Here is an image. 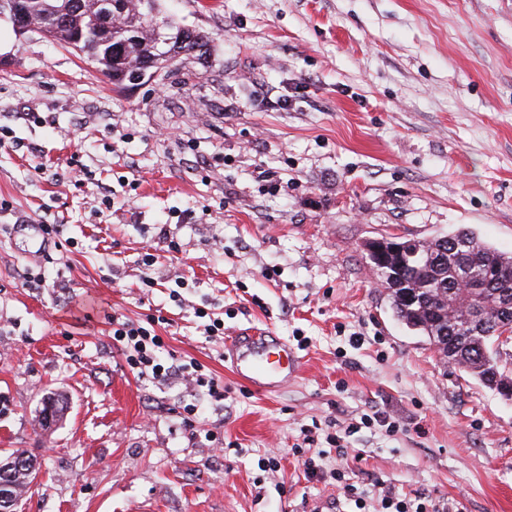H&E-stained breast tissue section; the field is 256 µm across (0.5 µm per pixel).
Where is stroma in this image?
Masks as SVG:
<instances>
[{
	"mask_svg": "<svg viewBox=\"0 0 512 512\" xmlns=\"http://www.w3.org/2000/svg\"><path fill=\"white\" fill-rule=\"evenodd\" d=\"M160 3L210 33V54L123 93L84 54L0 21V454L27 450L40 471L16 512H336L335 481L308 478L294 446L377 411L395 431L309 450L371 491L367 512L386 489L512 512V399L400 324L362 257L373 238L462 226L512 253V0ZM45 208L64 241L44 244L45 275L64 285L31 290L25 219ZM199 306L223 314V338L204 336ZM112 310L161 311L169 351L232 397L139 379ZM248 329L302 357L281 390L239 394L223 339ZM54 393L68 410L44 429ZM211 430L236 451L214 453Z\"/></svg>",
	"mask_w": 512,
	"mask_h": 512,
	"instance_id": "stroma-1",
	"label": "stroma"
}]
</instances>
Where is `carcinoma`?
<instances>
[{
    "label": "carcinoma",
    "instance_id": "1",
    "mask_svg": "<svg viewBox=\"0 0 512 512\" xmlns=\"http://www.w3.org/2000/svg\"><path fill=\"white\" fill-rule=\"evenodd\" d=\"M40 33L64 45L81 37L80 51L100 68L121 91L131 86L130 67L149 64L155 70L169 68L177 60L202 59L210 36L167 18L163 42H158L153 19L160 0L145 10H127L120 24L84 0V9H65L68 0H20ZM364 251L371 269L396 273L405 286L387 289L394 315L407 328L427 337L441 359L497 391L512 389L506 368L512 360L502 334L512 331V316L503 320L502 301L512 302V255L480 241L473 231L459 228L431 240L418 242L414 254L393 252L389 239L370 242ZM67 402L61 396L48 399L40 413L44 424L64 417ZM15 499L32 484L26 468L10 471Z\"/></svg>",
    "mask_w": 512,
    "mask_h": 512
}]
</instances>
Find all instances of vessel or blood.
I'll return each instance as SVG.
<instances>
[{"instance_id":"obj_1","label":"vessel or blood","mask_w":512,"mask_h":512,"mask_svg":"<svg viewBox=\"0 0 512 512\" xmlns=\"http://www.w3.org/2000/svg\"><path fill=\"white\" fill-rule=\"evenodd\" d=\"M224 358L240 380L266 393L285 386L302 364L287 341L250 333L233 337L225 346Z\"/></svg>"}]
</instances>
